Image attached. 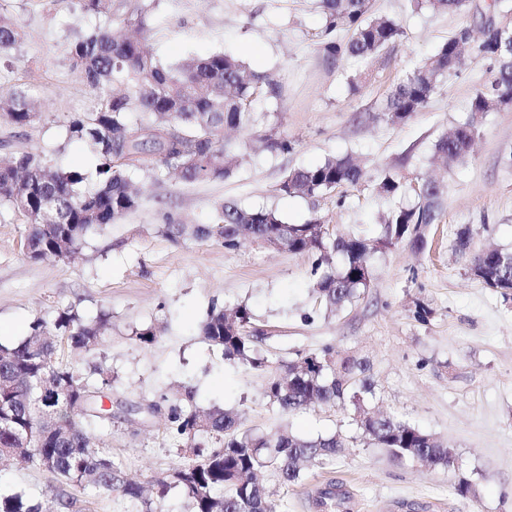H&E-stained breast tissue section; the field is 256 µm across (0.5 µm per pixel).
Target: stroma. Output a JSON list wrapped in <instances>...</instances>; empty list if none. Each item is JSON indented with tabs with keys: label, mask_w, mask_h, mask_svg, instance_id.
<instances>
[{
	"label": "stroma",
	"mask_w": 512,
	"mask_h": 512,
	"mask_svg": "<svg viewBox=\"0 0 512 512\" xmlns=\"http://www.w3.org/2000/svg\"><path fill=\"white\" fill-rule=\"evenodd\" d=\"M369 12L399 20L403 36L367 60L332 59L319 39L324 16L317 0H112L110 27L145 16L148 47L160 62L224 52L254 73L273 74L281 98L257 100L253 127L229 134L241 152L231 178L187 183L171 173H134L140 208L89 233L75 259H29L23 216L0 208V326L6 329L0 342L21 339L32 320L53 321L71 305L87 320L109 315L100 353L69 360L87 375L111 370L112 430L105 444L128 477L145 482L191 462L190 450L167 430V399L188 386L197 410L241 412L243 429L343 438L336 458L306 469L297 484L262 475L287 512H319L314 500L331 483L348 496L340 512H512V296L488 288L469 269L472 252L483 246L512 251V107L485 114L469 155L448 171L435 160V144L469 120L486 61L468 54L405 123L388 124L380 114L388 90L458 29L478 36L490 23L512 28V0H466L456 12L370 0ZM5 14L22 39L0 59V95L27 91L38 115L23 128L0 119V155L29 151L64 170L93 171L100 157L69 138L66 125L71 115L96 111L100 98L73 67L67 46L100 18L85 14L79 0H7ZM275 121L292 150L248 148ZM345 156L364 170L358 185L313 199L279 192L286 171ZM386 172L414 184L439 183L440 217L427 228L425 248L404 240L378 250L369 288L332 313L313 296L309 254L250 243L228 252L221 243L195 239L175 245L157 231L163 213L207 224L230 199L271 209L290 224L320 217L334 238L374 241L383 234V215L417 202L412 193L378 195ZM241 304L260 332L255 356L272 363L329 347L336 357L364 360L371 386L364 408L442 439L452 452L450 466L399 459L369 444L349 403L289 414L271 408L264 395L268 370L225 359L198 332L211 306ZM147 325L158 328L155 341L136 342L134 331ZM463 481L471 484L465 495L458 491ZM18 489L40 497L64 492L37 465L0 466V491Z\"/></svg>",
	"instance_id": "obj_1"
}]
</instances>
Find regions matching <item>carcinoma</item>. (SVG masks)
Segmentation results:
<instances>
[{"label": "carcinoma", "instance_id": "carcinoma-1", "mask_svg": "<svg viewBox=\"0 0 512 512\" xmlns=\"http://www.w3.org/2000/svg\"><path fill=\"white\" fill-rule=\"evenodd\" d=\"M415 7L457 10L461 0H412ZM82 9L94 16L112 11V0H81ZM325 26L320 33L324 49L332 56L373 58L402 36L401 26L387 16L369 17L368 0H320ZM352 31L345 43L337 41L342 27ZM21 40L20 27L0 15V58ZM472 32L462 28L437 52L390 88L381 107L382 118L401 124L428 102L439 81L451 75L462 52L472 46ZM67 54L84 79L100 91L97 111L74 115L69 138L85 142L104 162L88 175L53 168L46 158L31 152L0 157V202L19 211L28 226L27 255L41 260L51 255L62 260L78 253L87 234L114 224L140 206L141 197L131 175L137 171L173 172L187 182L224 180L236 169L235 156L224 144V129L247 128L254 123L256 99H278L281 86L271 74L257 75L236 57L222 52L186 58L164 65L145 50L138 38L116 37L107 26H98L70 42ZM477 56L490 61L489 78L473 96L471 119L435 144V156L448 167L463 162L477 131V118L512 105V45L493 24L484 28ZM140 118L133 119V114ZM0 118L22 127L36 118L23 94L0 98ZM262 148L288 153L292 142L274 128L260 134ZM360 166L350 157L328 158L313 167L287 172L279 184L284 195L316 198L337 188L356 186ZM411 185L386 173L377 191L387 197L403 195ZM418 202L383 218L379 240L314 238L307 233L313 217L304 224H288L271 209L242 208L226 201L215 209L210 224L159 225L170 242L214 239L228 252L244 243L276 239L290 253L314 257L313 292L316 301L335 311L359 298L371 279L372 256L380 248L406 238L415 248L425 246L422 224H432L438 214L440 186L426 182ZM344 256L339 270L328 257ZM512 252L489 246L470 260L473 275L486 286L507 295L512 287ZM250 310L239 305L231 313L212 307L199 327V335L224 357L253 368L265 366L251 355L254 333L248 331ZM109 320L101 314L83 322L70 309L58 312L53 326L33 320L18 343H0V458L31 461L61 484H75L118 493L137 512H158L154 502L165 501L173 488L180 489L185 512H285L279 499L266 494L256 473L275 472L283 485L302 478L301 464L319 465L344 447L335 435L305 439L280 433L240 431L239 413L214 407H193V391L184 388V403L170 408L168 421L195 459L175 467L154 484V498L144 496L139 483L128 480L104 448L89 444L85 428L112 426V414L102 409L105 391L112 389V374L103 370L91 381L72 365L65 352L99 349ZM362 363L344 359L336 364L330 350L309 353L283 362L270 376L265 397L282 413H293L310 403L334 405L351 399L359 428L372 444L398 458L448 465V448L433 434L390 416H372L361 405L365 385L354 386L352 373ZM51 374L58 387L68 391V401L48 402L43 376ZM73 502L61 496L38 498L24 490L0 492V512H65Z\"/></svg>", "mask_w": 512, "mask_h": 512}]
</instances>
